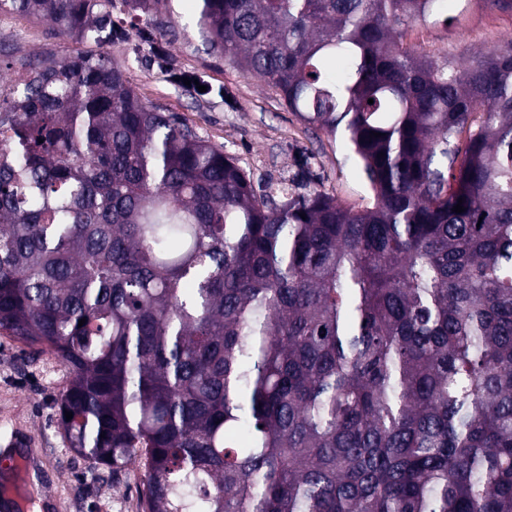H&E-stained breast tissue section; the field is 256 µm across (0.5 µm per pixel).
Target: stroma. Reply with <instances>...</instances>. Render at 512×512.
Segmentation results:
<instances>
[{"label": "stroma", "mask_w": 512, "mask_h": 512, "mask_svg": "<svg viewBox=\"0 0 512 512\" xmlns=\"http://www.w3.org/2000/svg\"><path fill=\"white\" fill-rule=\"evenodd\" d=\"M176 37L153 42L146 17H133L125 0H112L113 36L108 55L127 65L131 86L148 102L177 113L205 140L237 159L255 185L296 173L302 161L319 174L318 191L346 206L370 192L347 143L308 127L272 90L225 65L192 28L198 0H172ZM512 37V13L491 7L473 11L464 23L416 25L404 41L429 55L468 57ZM59 39L52 24L28 16L0 14V96L8 97L21 60L76 50ZM193 71L208 84L198 97L173 83L170 71ZM69 380L48 352L0 335V421L22 425L44 453L49 491L62 495L60 512H143L144 470L130 463L117 474L71 453L59 424V402Z\"/></svg>", "instance_id": "obj_1"}]
</instances>
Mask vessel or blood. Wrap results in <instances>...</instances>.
<instances>
[{"mask_svg":"<svg viewBox=\"0 0 512 512\" xmlns=\"http://www.w3.org/2000/svg\"><path fill=\"white\" fill-rule=\"evenodd\" d=\"M42 462L34 441L21 425L0 434V512H58L57 495L43 491Z\"/></svg>","mask_w":512,"mask_h":512,"instance_id":"b4317fda","label":"vessel or blood"}]
</instances>
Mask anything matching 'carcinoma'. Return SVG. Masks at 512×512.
<instances>
[{"instance_id": "cac0c4a2", "label": "carcinoma", "mask_w": 512, "mask_h": 512, "mask_svg": "<svg viewBox=\"0 0 512 512\" xmlns=\"http://www.w3.org/2000/svg\"><path fill=\"white\" fill-rule=\"evenodd\" d=\"M198 2L371 201L293 191L306 165L258 193L130 86L112 0H0L96 46L0 103V335L69 370L67 447L140 460L145 512H512V39L405 45L448 0Z\"/></svg>"}]
</instances>
